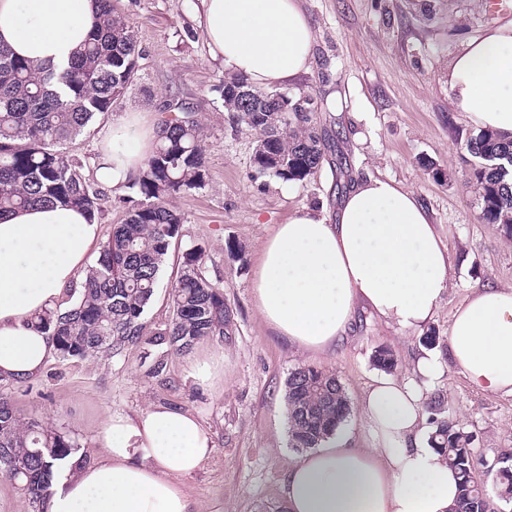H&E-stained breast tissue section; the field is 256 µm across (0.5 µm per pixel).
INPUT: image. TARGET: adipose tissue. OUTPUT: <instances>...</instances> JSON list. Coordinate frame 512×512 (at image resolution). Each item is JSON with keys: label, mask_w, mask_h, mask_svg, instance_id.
Wrapping results in <instances>:
<instances>
[{"label": "adipose tissue", "mask_w": 512, "mask_h": 512, "mask_svg": "<svg viewBox=\"0 0 512 512\" xmlns=\"http://www.w3.org/2000/svg\"><path fill=\"white\" fill-rule=\"evenodd\" d=\"M95 0H0V44L34 64L66 65L94 25ZM213 58L262 88L312 66L314 30L300 0H202L197 16ZM453 107L483 129L512 136V20L469 39L448 67ZM160 128L143 113L113 125L97 176L121 190L151 156ZM100 226L81 212L32 207L0 221V380L39 375L55 351L38 313L55 309L86 276ZM447 247L415 193L368 176L335 218L299 212L261 251L253 296L264 321L302 351L346 336L357 306L404 329L430 321L451 285ZM449 356L474 388L512 395V287L473 289L448 332ZM422 383L380 376L361 401L369 445L337 431L292 457L282 484L287 512H451L458 479L424 447L423 384L441 377L439 354L415 361ZM98 456L63 462L49 512H195L185 486L212 455L211 430L194 411L150 405L136 418L106 415Z\"/></svg>", "instance_id": "obj_1"}]
</instances>
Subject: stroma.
<instances>
[{"instance_id": "35a3bbf8", "label": "stroma", "mask_w": 512, "mask_h": 512, "mask_svg": "<svg viewBox=\"0 0 512 512\" xmlns=\"http://www.w3.org/2000/svg\"><path fill=\"white\" fill-rule=\"evenodd\" d=\"M142 51L138 78L111 112L98 115L68 150L95 167L113 124L130 112L161 120L164 104L183 102L204 128L207 183L177 195L183 217L144 321L165 328L173 310L169 293L182 254L203 252V270L223 287L235 313L231 341L203 338L190 353L162 346H126L96 358L52 356L37 377L0 383L23 421L49 423L94 455L96 435L109 413L130 417L153 404L198 412L215 443L211 458L187 478L197 512H285L281 486L289 443L287 380L311 365L336 373L350 415L351 445H366L360 401L379 370L375 350L397 357L395 378H415L414 359L433 334L448 342L457 304L470 289L512 286V238L501 225L481 220V201L468 183L469 156L461 143L472 133L465 113L449 104L448 65L467 38L498 24L488 0H301L315 32L310 73L284 85L292 95L318 100L313 123L329 138L326 159L302 183L250 178L255 136L232 128L218 91L224 66L212 59L195 20L200 0H116ZM369 174L401 182L429 211L451 257V286L432 321L418 330L388 325L356 310L336 346L309 355L277 336L259 315L252 281L265 240L302 208L335 213L355 180ZM224 355L214 388L199 387L188 371L190 355ZM165 372L152 377L153 359ZM445 396L450 422L474 435L478 474L496 488L493 466L512 453V396L474 391L451 361L424 386Z\"/></svg>"}]
</instances>
